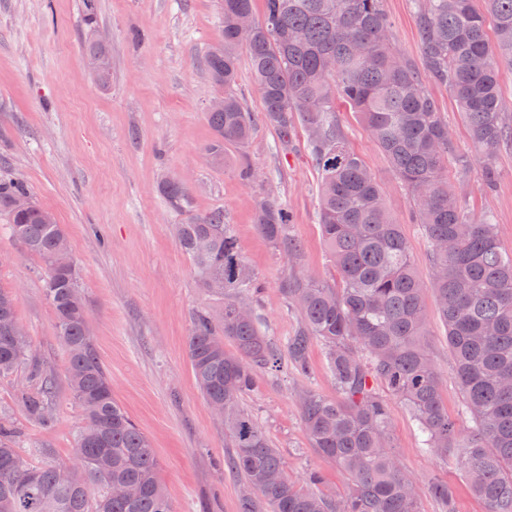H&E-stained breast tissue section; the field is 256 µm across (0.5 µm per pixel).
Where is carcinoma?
<instances>
[{
    "instance_id": "carcinoma-1",
    "label": "carcinoma",
    "mask_w": 512,
    "mask_h": 512,
    "mask_svg": "<svg viewBox=\"0 0 512 512\" xmlns=\"http://www.w3.org/2000/svg\"><path fill=\"white\" fill-rule=\"evenodd\" d=\"M254 0H220L223 50L208 51L204 65L224 90V107L207 112L214 139L207 147L217 165L224 145L243 146L252 134L251 113L234 93L238 46L245 45L263 102L265 122L288 146L295 123L317 128L307 150L321 174L319 224L336 271V282L316 283L291 273L285 291L301 313L288 337V362L309 372L313 342L325 347L336 399L312 390L298 395L300 422L312 445L348 475L340 497L321 491L322 474L287 473L279 451L240 405L256 372L278 367V355L261 335L244 298L256 290L224 211L176 224L177 241L203 287L224 280V317L215 325L205 312L192 320L188 359L208 404H224L225 460L241 478L240 512H419L418 490L400 464L390 438L386 400L376 380L409 408L427 450L459 468L487 512H512V254L500 244L489 216L476 218L442 177L448 161L465 174L477 163L487 185L497 178L500 147L512 143L504 117L499 66L512 64V0H413L420 60L393 46L383 0H265L264 16L248 41L237 23L253 15ZM96 79L107 86L112 57L107 46L84 45ZM443 84L470 132V147L456 151L448 124L426 80ZM360 114L377 146L412 197L416 223L431 248L436 310L447 328L453 371L462 393L460 413L474 424L464 433L444 407L440 382L426 343L422 285L401 225L391 218L363 161L336 124V100ZM160 192L169 208H191L189 189L165 180ZM24 182L0 180V208L13 237L44 265L43 293L53 307L67 352V379L81 410L78 469L69 483L57 465L24 460L16 435L0 421V512H175L157 478L148 437L112 394V379L98 360L88 327L78 269L60 270L53 254L69 248L63 225L36 204ZM288 209L271 200L258 213L260 232L283 246L289 261L300 246L284 238ZM17 296L0 289V381L27 360L29 337L15 336ZM236 352L224 350V340ZM27 416L44 428L55 423L53 380L14 388ZM120 484L140 488L133 500L118 499ZM440 512H454L448 484L430 483Z\"/></svg>"
}]
</instances>
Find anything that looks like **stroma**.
I'll return each instance as SVG.
<instances>
[{
  "label": "stroma",
  "mask_w": 512,
  "mask_h": 512,
  "mask_svg": "<svg viewBox=\"0 0 512 512\" xmlns=\"http://www.w3.org/2000/svg\"><path fill=\"white\" fill-rule=\"evenodd\" d=\"M383 6L395 47L417 57L411 0H384ZM220 35L219 0H94L90 11L84 0H0V179L25 181L34 202L64 224L95 351L115 398L155 448L158 478L176 512H239L240 484L224 469L230 452L224 425L196 388L186 348L193 314L204 311L221 321L224 300L202 288L174 225L192 214L223 210L259 286L250 299L258 326L278 350L301 322L283 291L288 274L328 282L335 277L322 239L320 175L305 151L306 132L297 128L291 146H280L276 131L260 118L262 101L245 49L237 51L234 92L256 118L251 139L226 145L223 165H214L207 154L213 131L206 114L217 89L203 57ZM100 36L112 54L106 87L97 82L83 50L85 41ZM336 123L409 243L423 286L429 354L442 400L449 415H456L461 393L436 313L430 246L413 221V202L359 114L339 105ZM167 175L189 188L190 214L167 207L159 191ZM447 176L472 215L493 218L511 252L512 145L499 153L495 188L485 186L476 165L463 176L448 168ZM272 199L290 213L285 235L301 246L296 264L257 227L258 210ZM41 275V262L12 237L0 211V289L17 294V317L31 344L17 379L26 381L35 367L53 378L56 423L45 429L30 420L6 383H0V416L16 430L23 457L70 465L82 417ZM310 366L305 376L285 362L258 370L241 405L279 449L291 475L319 470L323 492L338 496L348 478L313 448L296 402L303 388L336 396L321 343L311 347ZM387 404L392 441L417 482L420 512H439L429 491L434 481L448 484L456 512H485L461 471L425 451L407 406L394 396Z\"/></svg>",
  "instance_id": "stroma-1"
}]
</instances>
